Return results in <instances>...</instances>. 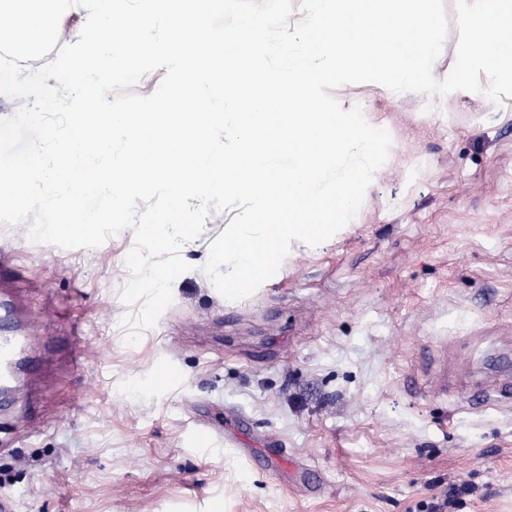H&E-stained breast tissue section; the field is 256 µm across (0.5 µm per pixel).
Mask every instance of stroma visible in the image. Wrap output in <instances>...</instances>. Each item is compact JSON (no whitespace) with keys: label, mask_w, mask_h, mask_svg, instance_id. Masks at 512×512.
<instances>
[{"label":"stroma","mask_w":512,"mask_h":512,"mask_svg":"<svg viewBox=\"0 0 512 512\" xmlns=\"http://www.w3.org/2000/svg\"><path fill=\"white\" fill-rule=\"evenodd\" d=\"M332 95L392 138L356 216L227 301L203 267L234 213H211L137 345L121 325L130 231L64 249L0 225L18 271L0 295L41 320L19 385L33 405L0 442L17 512H433L447 493V512H512V394L496 390L512 385V98ZM163 365L172 386L154 381ZM258 448L285 449L307 482Z\"/></svg>","instance_id":"35a3bbf8"}]
</instances>
